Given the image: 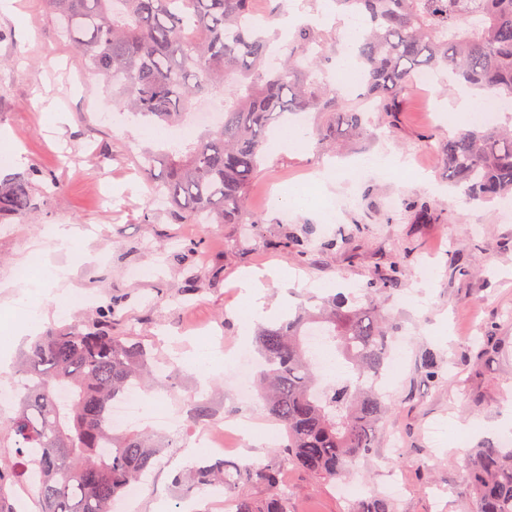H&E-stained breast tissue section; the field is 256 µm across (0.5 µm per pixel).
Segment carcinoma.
<instances>
[{
  "mask_svg": "<svg viewBox=\"0 0 512 512\" xmlns=\"http://www.w3.org/2000/svg\"><path fill=\"white\" fill-rule=\"evenodd\" d=\"M46 0L85 66L112 87V100L136 122L179 125L198 100L224 96V118L181 147L138 155L151 197L179 223L257 224L248 188L264 159L268 134L285 114L312 112L314 135L342 145L373 136L368 109L342 107L316 71L331 61L316 25L296 29L288 57H272L268 27L254 25L253 0ZM366 20L357 47V99L391 117L423 73L469 90L493 88L512 102V0H333ZM443 173L469 202L512 199V126L481 122L453 135H430ZM30 179L0 183V221L31 211ZM419 224L441 220L436 205H413ZM398 287L397 272L368 283L353 303L298 306L261 328L257 374L267 415L286 441L267 462L210 459L185 485H220L235 512H288L282 471L292 465L315 479L341 478L378 447L390 405L377 383L385 378L399 330L381 296ZM317 324L349 359L353 376L317 395L318 377L301 337ZM153 347L132 333L112 335V309L83 330L48 331L17 369L20 404L0 424V481L33 479L40 512H112L126 487L159 457L149 436L112 427V402L129 384L158 378ZM467 482L476 512H512V446L471 450ZM260 485L265 493H244ZM350 512H395L384 495L351 504Z\"/></svg>",
  "mask_w": 512,
  "mask_h": 512,
  "instance_id": "obj_1",
  "label": "carcinoma"
}]
</instances>
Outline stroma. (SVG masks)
<instances>
[{"label":"stroma","instance_id":"1","mask_svg":"<svg viewBox=\"0 0 512 512\" xmlns=\"http://www.w3.org/2000/svg\"><path fill=\"white\" fill-rule=\"evenodd\" d=\"M17 6L19 15L0 13V130L22 155L0 167V175L30 176L36 207L0 229V319L9 323L12 361L0 370V385L11 384L13 364L31 341L21 300L37 301L48 315L47 331L87 327L100 310L111 309L113 334L135 332L170 361V381L146 399L182 426L177 433L161 429L173 446L146 477L137 512H180L181 483L194 468L183 456L195 403L244 423L274 425L263 405L237 399L225 373L203 386L177 361L198 344L196 329L204 324L223 338L225 350L253 345L254 329L244 326L243 304L234 295L237 274L286 267L291 287L264 283L267 308L285 312L327 292L359 294L375 270L394 263L400 286L386 304L406 352L383 388L391 405L383 429L398 433L400 444L380 441L353 482L379 491L393 471L407 487L398 512H475L465 451L512 434V205L466 201L448 187L437 153L422 140L448 122L463 126L468 115L449 119L436 88L417 85L394 124L377 121L372 138L337 152L318 148L313 116H288L305 138L284 147L279 135L271 136L249 193L258 225L245 233L237 224H177L166 212L149 211V187L136 166L138 150L159 147V140L136 135L113 106L111 90L60 37L44 0H17ZM278 6L292 9L301 23L318 19L335 51L343 52L347 22L328 13L326 0L255 3L266 12ZM377 153L401 156L410 173L371 169L350 178L354 163ZM318 171L328 178L313 205L298 209L277 200V192ZM418 199L438 200L445 221L413 223L410 205ZM57 224L74 227L72 247L53 239ZM475 224L481 235L472 234ZM291 233L304 238L302 250L286 251ZM34 253L68 266V281L38 295L13 279L12 270ZM425 264L433 273L422 280L417 272ZM134 266L150 269V276L130 278ZM192 279L202 291L189 288ZM73 288L87 301L64 308ZM430 354L439 363L434 378L426 374ZM461 424L471 428L464 439L457 436ZM282 480L289 512H342L333 481L315 483L291 466Z\"/></svg>","mask_w":512,"mask_h":512}]
</instances>
